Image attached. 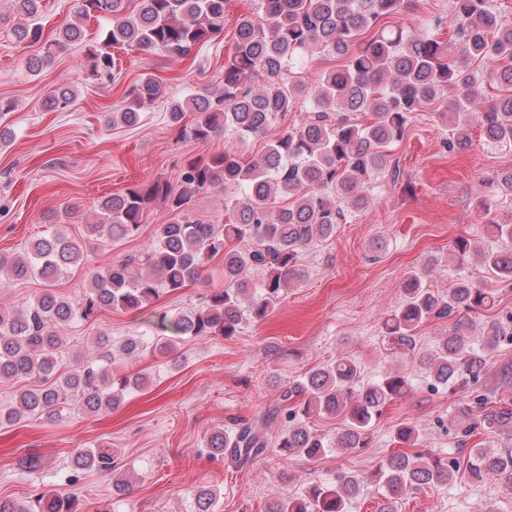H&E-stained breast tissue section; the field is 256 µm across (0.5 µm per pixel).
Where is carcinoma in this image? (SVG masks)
<instances>
[{
  "instance_id": "1",
  "label": "carcinoma",
  "mask_w": 512,
  "mask_h": 512,
  "mask_svg": "<svg viewBox=\"0 0 512 512\" xmlns=\"http://www.w3.org/2000/svg\"><path fill=\"white\" fill-rule=\"evenodd\" d=\"M227 0H79L75 19L56 36L41 40L39 0H12L19 20L11 36L19 43L40 46L26 67L37 73L56 56L84 40L81 21L95 16L106 21L104 38L85 46L88 72L101 85L117 82L113 50L160 52L184 59L192 49L224 32ZM407 6L405 0H261L264 22L244 17L237 25L233 51L212 87L170 102L168 120L180 135L205 144L230 131L240 139L264 134L296 101L311 94L313 111L299 126L283 132L267 152L248 163L226 150L187 163L175 185L162 179L128 188L102 201L105 224H87L75 238L62 229L34 238L18 254L0 252V288L20 285L32 277L52 282L88 262L87 242L125 237L140 228L144 212L163 203L172 219L158 226L153 244L139 257L91 272L83 294L64 297L46 290L20 310L0 308V381L16 380L28 387L15 403L0 408V426L46 415H99L116 408L125 394L143 387L144 373L112 374L116 354L131 358L146 351L167 356L187 339L237 335L246 317L265 318L304 277L302 250L315 237L329 238L353 211L372 200L370 187L388 167L390 147L404 136L410 114L444 99L450 112L449 148L465 151L477 126L486 142L512 147V24L501 21L489 0H453L454 27L446 41L407 32L384 19ZM343 61L322 72L309 89L294 69L314 53ZM165 80L144 74L127 91L124 107L110 114L112 126H134L155 101L165 97ZM500 88L482 112L472 111L483 84ZM68 81L47 98L52 109L76 99ZM195 117L185 122L187 113ZM371 112L370 124L351 115ZM220 187L231 191L224 207L228 224H205L193 214L196 197ZM502 244L477 249L465 238L456 240L453 258L475 263L502 283L512 284V225L489 221ZM224 263V287L211 289L199 308L171 319L158 318L168 333L151 347L130 336L118 349L102 332L94 341L97 356L67 365V341L61 329L94 319L105 309L140 311L162 292H175L201 280L216 257ZM263 273L255 282L251 274ZM496 292L470 280L445 291L424 285V270L404 274L402 299L382 322L383 339L400 359L399 366L372 383L361 381L356 359L339 356L308 372L281 391L274 405L255 421L212 432L211 455L229 454L244 467L268 450L266 426L282 418L288 425L277 443L283 456L315 458L330 451L311 426L315 418L344 417L335 449L366 448L373 421L396 399L411 392L409 371L421 326L433 320L450 325L425 360L434 386L455 391L485 383L491 374L489 355L512 330L497 319L472 333L473 323L460 317L494 307ZM457 457L448 461L415 446L418 431L403 425L396 432L404 451L388 454L364 479L339 474L331 482L309 484L304 493L275 500L268 512H348L351 500L374 482L382 488L380 512L395 506L411 490L445 485L456 474L471 485L492 477L512 484V400L484 395L477 406L463 404L450 419ZM72 483L84 472L112 476V487L124 494L127 479L116 475L112 446L100 443L72 452ZM196 512H215L217 494L200 487L192 491ZM0 512H81L72 491L49 485L29 500L0 497Z\"/></svg>"
}]
</instances>
